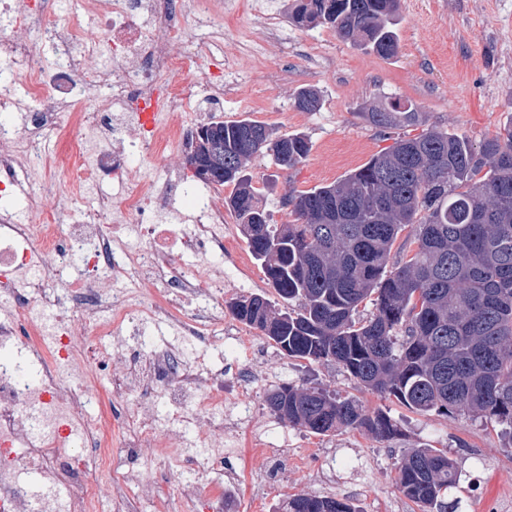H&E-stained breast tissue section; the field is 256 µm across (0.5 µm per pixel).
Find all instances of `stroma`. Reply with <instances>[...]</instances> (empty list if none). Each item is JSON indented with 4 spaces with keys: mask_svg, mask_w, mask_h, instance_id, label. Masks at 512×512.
Returning a JSON list of instances; mask_svg holds the SVG:
<instances>
[{
    "mask_svg": "<svg viewBox=\"0 0 512 512\" xmlns=\"http://www.w3.org/2000/svg\"><path fill=\"white\" fill-rule=\"evenodd\" d=\"M242 2L236 18L215 14L208 28L189 30L208 56L231 59L232 67L220 73L201 66L188 82L199 87L221 76L234 89L221 105L202 102L186 122L193 128L216 115L250 117L309 137L311 152L296 174L263 158L251 166L274 223L289 221L286 197L339 180L392 145L398 130H378L363 118L388 99L419 112L420 124L405 131L410 135L436 126L477 144L512 126V0H401L400 49L391 59L332 29L296 27L286 19L291 0H271L285 19L283 32L253 52L251 43L262 34L258 0ZM305 86L319 90L318 111L295 109L294 95ZM209 362L228 386L248 371L245 388L255 404L251 422L237 429L238 448L224 456L232 486L223 512H278L295 494L347 499L361 512H420L399 493L395 477L407 450L424 446L442 449L461 466V484L448 494L458 500V512H512V448L481 420L409 410L365 391L340 365L285 357L256 330L245 347L214 351ZM286 383L324 386L383 409L400 434L379 441L352 429L323 436L288 427L265 402Z\"/></svg>",
    "mask_w": 512,
    "mask_h": 512,
    "instance_id": "stroma-1",
    "label": "stroma"
}]
</instances>
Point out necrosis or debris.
<instances>
[{
  "instance_id": "obj_1",
  "label": "necrosis or debris",
  "mask_w": 512,
  "mask_h": 512,
  "mask_svg": "<svg viewBox=\"0 0 512 512\" xmlns=\"http://www.w3.org/2000/svg\"><path fill=\"white\" fill-rule=\"evenodd\" d=\"M76 2L61 25L45 2L34 10L23 0H0V11L14 17L0 54L26 76L24 96L0 94V173L41 174L28 204L48 215L47 223L31 225L0 214V294L14 301L0 318V335L17 338L39 360L34 383L22 360H0V512H98L105 500L120 512L127 496L153 497L145 472L158 460L185 457L165 448L161 431L190 422L201 448L185 458L193 470L217 476L182 491L198 503L223 488L220 449L234 444L225 423L252 415L244 397L225 400L208 367L224 332L217 290L247 281L218 232L226 222L222 197L193 195L174 163L164 177L144 179L137 161L186 140L182 115L199 97L224 99L223 82L199 91L181 79L203 56L186 50L185 21L204 22L210 7L208 0ZM41 40L56 50L54 64L39 55ZM105 86L112 98L102 103ZM15 112L24 113L23 125L12 122ZM54 165L70 172V186L53 180ZM106 178L123 190L121 217H111L103 196L74 219V196ZM186 195L199 222L164 223ZM218 251L220 272L206 263ZM145 322L176 330L191 356L147 336L127 367H114L116 352L104 338ZM100 372L111 386L97 393ZM161 396L174 409L164 421L153 410ZM116 400L126 403L125 417L113 416Z\"/></svg>"
}]
</instances>
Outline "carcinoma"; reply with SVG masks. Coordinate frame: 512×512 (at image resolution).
Wrapping results in <instances>:
<instances>
[{"instance_id": "1", "label": "carcinoma", "mask_w": 512, "mask_h": 512, "mask_svg": "<svg viewBox=\"0 0 512 512\" xmlns=\"http://www.w3.org/2000/svg\"><path fill=\"white\" fill-rule=\"evenodd\" d=\"M299 27L327 26L344 40L392 58L399 51L400 0H295ZM301 112L319 91L300 89ZM375 128L414 125L398 101L371 109ZM187 156L194 177L230 186L224 205L279 301L253 293L229 303L233 316L287 357L338 364L374 393L420 413L470 416L512 441V129L470 140L431 128L403 135L344 178L288 199L292 220L271 222L249 165L269 157L294 170L311 151L303 133L266 122L210 120ZM412 249L392 255L400 235ZM370 302L373 311L359 315ZM268 408L292 427L326 435L356 429L374 439L398 435L382 410L322 387L283 384ZM462 470L436 448H413L397 490L421 512H446ZM280 512H358L344 500L289 497Z\"/></svg>"}]
</instances>
